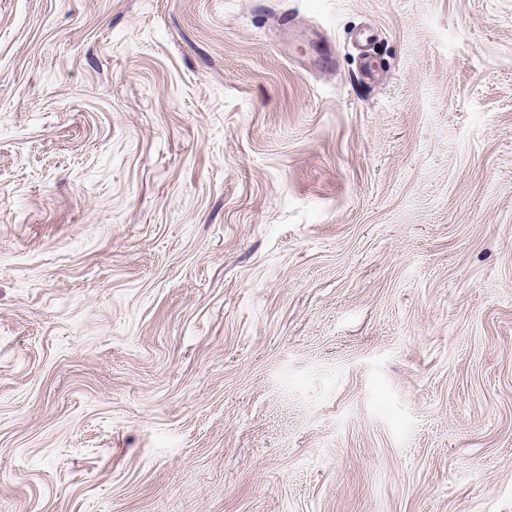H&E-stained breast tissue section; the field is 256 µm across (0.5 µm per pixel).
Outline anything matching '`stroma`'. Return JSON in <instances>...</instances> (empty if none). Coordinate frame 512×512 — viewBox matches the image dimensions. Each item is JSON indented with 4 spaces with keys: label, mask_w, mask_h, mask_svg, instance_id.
Listing matches in <instances>:
<instances>
[{
    "label": "stroma",
    "mask_w": 512,
    "mask_h": 512,
    "mask_svg": "<svg viewBox=\"0 0 512 512\" xmlns=\"http://www.w3.org/2000/svg\"><path fill=\"white\" fill-rule=\"evenodd\" d=\"M0 512H512V0H0Z\"/></svg>",
    "instance_id": "stroma-1"
}]
</instances>
